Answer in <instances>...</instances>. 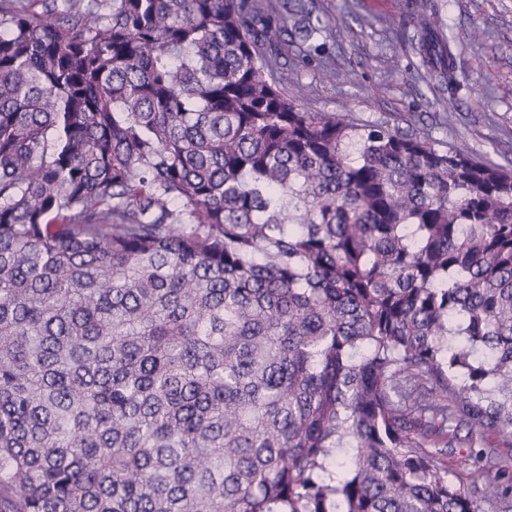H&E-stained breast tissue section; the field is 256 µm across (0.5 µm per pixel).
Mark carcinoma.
<instances>
[{
	"instance_id": "obj_1",
	"label": "carcinoma",
	"mask_w": 512,
	"mask_h": 512,
	"mask_svg": "<svg viewBox=\"0 0 512 512\" xmlns=\"http://www.w3.org/2000/svg\"><path fill=\"white\" fill-rule=\"evenodd\" d=\"M63 2L0 0V512H512L447 461L512 444V173L301 108L305 0ZM473 461L470 457L469 448L461 444L456 448L448 449V471L449 477L466 491L470 490L469 472L472 469Z\"/></svg>"
}]
</instances>
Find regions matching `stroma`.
Here are the masks:
<instances>
[{
	"mask_svg": "<svg viewBox=\"0 0 512 512\" xmlns=\"http://www.w3.org/2000/svg\"><path fill=\"white\" fill-rule=\"evenodd\" d=\"M457 57L455 96L433 90L412 48L413 0H312L324 30L316 51L289 43L274 76L313 112L418 130L440 146L512 169V0H437Z\"/></svg>",
	"mask_w": 512,
	"mask_h": 512,
	"instance_id": "35a3bbf8",
	"label": "stroma"
}]
</instances>
